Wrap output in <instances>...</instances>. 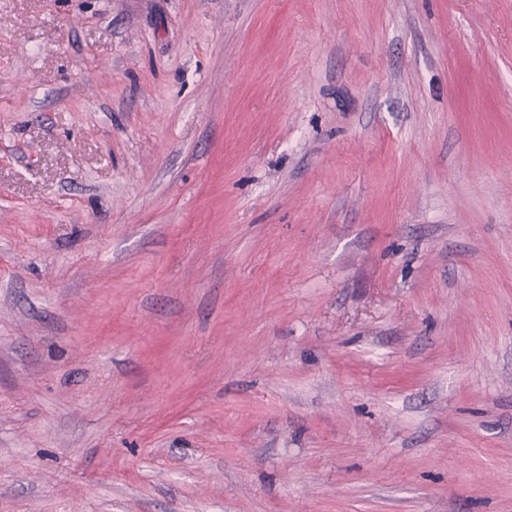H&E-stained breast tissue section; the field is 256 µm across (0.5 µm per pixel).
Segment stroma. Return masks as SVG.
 <instances>
[{
	"mask_svg": "<svg viewBox=\"0 0 512 512\" xmlns=\"http://www.w3.org/2000/svg\"><path fill=\"white\" fill-rule=\"evenodd\" d=\"M0 512H512V0H0Z\"/></svg>",
	"mask_w": 512,
	"mask_h": 512,
	"instance_id": "stroma-1",
	"label": "stroma"
}]
</instances>
